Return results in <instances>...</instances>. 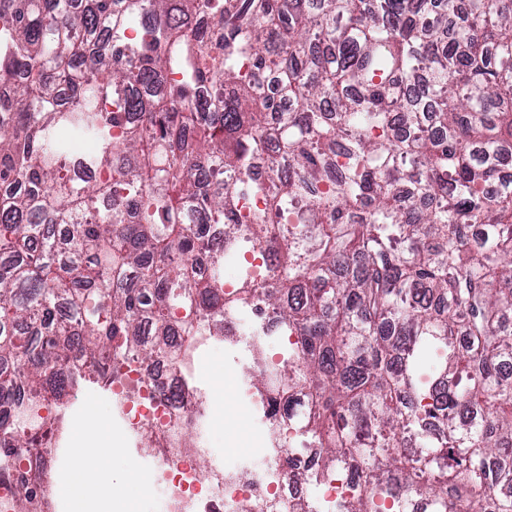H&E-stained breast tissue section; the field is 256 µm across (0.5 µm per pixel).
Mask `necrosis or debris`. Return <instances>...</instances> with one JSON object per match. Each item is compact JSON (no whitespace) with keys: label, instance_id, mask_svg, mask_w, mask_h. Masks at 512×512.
Returning <instances> with one entry per match:
<instances>
[{"label":"necrosis or debris","instance_id":"4bbe7bcc","mask_svg":"<svg viewBox=\"0 0 512 512\" xmlns=\"http://www.w3.org/2000/svg\"><path fill=\"white\" fill-rule=\"evenodd\" d=\"M256 320L275 331V321L252 310L225 323L223 333L199 336L186 345L180 336L165 337L170 352L178 355V365H171L167 355L147 364L131 356L118 378L100 376L111 392V418L142 448L131 456L132 466H141L145 456L153 458L149 489L159 497L162 512H249L258 502L286 507L302 500L314 503L315 512H336L344 482L332 480L313 488L288 476L278 463L288 454L287 436L266 435L256 460L227 462L210 446L216 420L206 388V357L220 346L229 361L244 352L253 369L263 368L267 355L247 350L243 333ZM88 412L84 402L67 412L51 404L20 412L18 423L28 444L0 458V512H67L63 475L75 429ZM21 478L34 484L30 497L18 493Z\"/></svg>","mask_w":512,"mask_h":512}]
</instances>
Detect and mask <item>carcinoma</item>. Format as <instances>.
Returning a JSON list of instances; mask_svg holds the SVG:
<instances>
[{"mask_svg": "<svg viewBox=\"0 0 512 512\" xmlns=\"http://www.w3.org/2000/svg\"><path fill=\"white\" fill-rule=\"evenodd\" d=\"M2 82L1 452L99 352L255 306L295 337L257 379L286 468L340 512H512V0H0Z\"/></svg>", "mask_w": 512, "mask_h": 512, "instance_id": "cac0c4a2", "label": "carcinoma"}]
</instances>
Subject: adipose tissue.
Here are the masks:
<instances>
[{
	"mask_svg": "<svg viewBox=\"0 0 512 512\" xmlns=\"http://www.w3.org/2000/svg\"><path fill=\"white\" fill-rule=\"evenodd\" d=\"M109 454L108 448L100 446L91 437L78 448L76 464L64 479L70 496L71 512H86V497L93 488L106 490L111 498L113 512H127L128 490L139 486L140 478L135 471L130 470L126 472L122 482H115L106 463Z\"/></svg>",
	"mask_w": 512,
	"mask_h": 512,
	"instance_id": "1",
	"label": "adipose tissue"
}]
</instances>
